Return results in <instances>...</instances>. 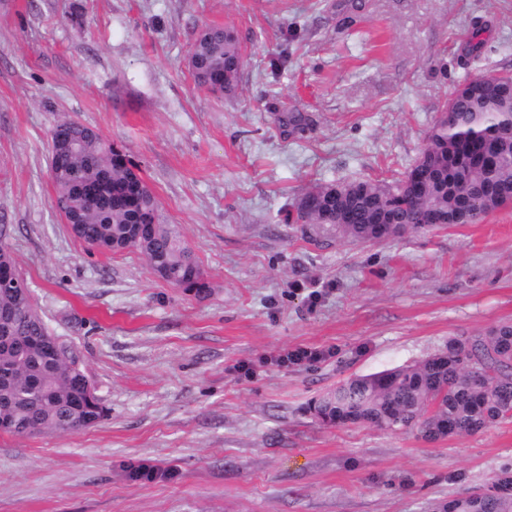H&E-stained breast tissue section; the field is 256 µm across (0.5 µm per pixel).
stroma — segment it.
<instances>
[{
	"mask_svg": "<svg viewBox=\"0 0 512 512\" xmlns=\"http://www.w3.org/2000/svg\"><path fill=\"white\" fill-rule=\"evenodd\" d=\"M204 24L245 52L221 96L189 66ZM505 71L512 0H0V224L108 409L0 433V512H432L512 467V419L428 442L305 410L512 322V206L374 243L283 221L315 187L399 177L454 89ZM64 116L138 165L209 295L71 234L51 207ZM299 348L321 357L280 363Z\"/></svg>",
	"mask_w": 512,
	"mask_h": 512,
	"instance_id": "obj_1",
	"label": "stroma"
}]
</instances>
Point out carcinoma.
I'll use <instances>...</instances> for the list:
<instances>
[{
  "instance_id": "1",
  "label": "carcinoma",
  "mask_w": 512,
  "mask_h": 512,
  "mask_svg": "<svg viewBox=\"0 0 512 512\" xmlns=\"http://www.w3.org/2000/svg\"><path fill=\"white\" fill-rule=\"evenodd\" d=\"M196 85L222 95L238 85L243 50L230 27L204 25L192 43ZM449 120L429 132L406 181H358L334 194L321 186L288 211L289 224H331L358 242H377L438 224H474L512 201V73L475 76L443 108ZM51 204L76 237L96 251L140 252L174 288L197 297L210 282L179 227L160 221L155 194L126 152L100 132L64 120L51 131ZM71 347L52 336L22 281L0 288V433L18 437L76 433L107 417ZM331 426L366 424L412 430L426 441L476 434L512 419V323L448 341V348L412 364L354 376L308 402ZM435 512H512V472L484 491L440 501Z\"/></svg>"
}]
</instances>
